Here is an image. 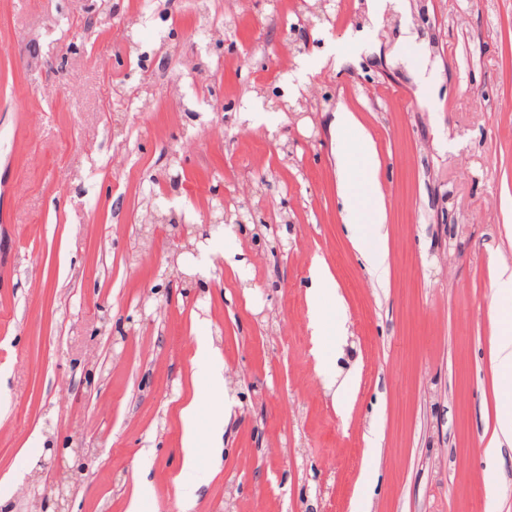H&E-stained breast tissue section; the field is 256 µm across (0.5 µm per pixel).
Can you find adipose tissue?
Here are the masks:
<instances>
[{"label": "adipose tissue", "instance_id": "adipose-tissue-1", "mask_svg": "<svg viewBox=\"0 0 512 512\" xmlns=\"http://www.w3.org/2000/svg\"><path fill=\"white\" fill-rule=\"evenodd\" d=\"M336 125L344 138L353 140L350 149L339 150L336 154V169L342 184L344 210L357 226L353 245L369 270L375 274L385 271V255L374 248L373 242L379 236L385 223V208L381 198H374L372 204H364L356 191L358 173L377 169L378 161L371 151L370 138L353 113L340 112ZM315 287L311 293L312 326L319 346H326L334 331L326 318V306L334 297L335 290L331 277L324 265H317L312 272ZM495 368L504 383L499 395L497 429L489 447L499 450L501 444L512 445V316H502L491 338ZM183 425V453L192 458L197 452L201 431H208L213 447H220L224 435V415L215 413L208 425H201L197 402H188L181 410Z\"/></svg>", "mask_w": 512, "mask_h": 512}]
</instances>
